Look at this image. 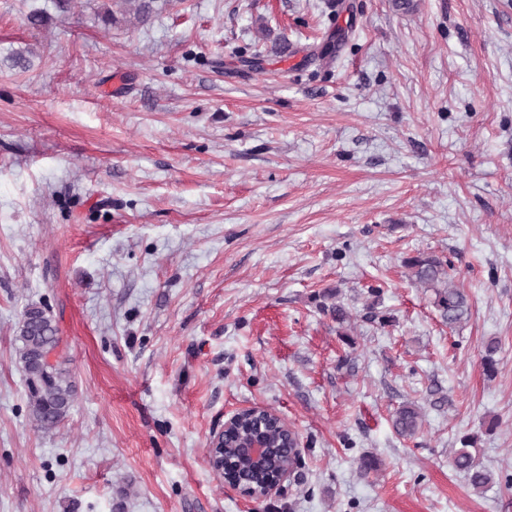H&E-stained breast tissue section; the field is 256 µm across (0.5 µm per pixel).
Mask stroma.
<instances>
[{
	"mask_svg": "<svg viewBox=\"0 0 512 512\" xmlns=\"http://www.w3.org/2000/svg\"><path fill=\"white\" fill-rule=\"evenodd\" d=\"M32 305L77 386L50 430L16 363ZM248 407L300 440L261 500L207 456ZM0 512H512V0H0ZM404 263L420 286L431 292L432 303L444 321L453 325L467 320L470 314L468 296L455 286L446 261L422 252L406 258ZM322 298L324 300L318 304L319 311L323 314L329 315L334 321H336L339 328H344L345 324H349L351 322V314L339 300L338 292L336 290L324 292ZM326 300H331V302L328 303ZM423 425V409L415 402L402 404L396 411L393 427L405 438H414L421 432ZM461 443L462 448L454 451L452 465L456 471L466 476L468 484L475 492H480L492 482V473L480 466L469 450L468 447H474L473 437L465 436Z\"/></svg>",
	"mask_w": 512,
	"mask_h": 512,
	"instance_id": "obj_1",
	"label": "stroma"
}]
</instances>
